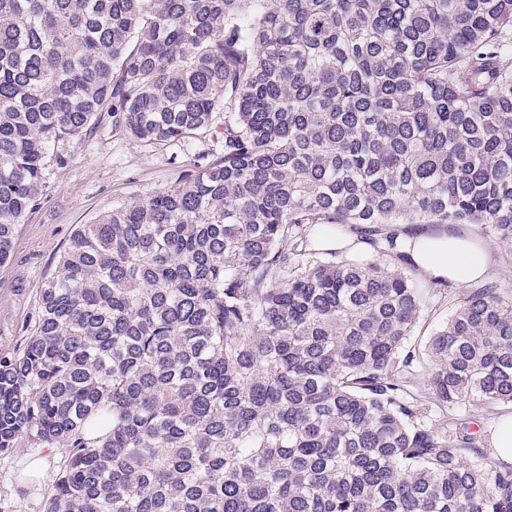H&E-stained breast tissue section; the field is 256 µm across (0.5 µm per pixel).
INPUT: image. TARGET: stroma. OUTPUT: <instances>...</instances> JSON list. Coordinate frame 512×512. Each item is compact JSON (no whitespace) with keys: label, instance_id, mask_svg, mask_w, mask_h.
Segmentation results:
<instances>
[{"label":"stroma","instance_id":"1","mask_svg":"<svg viewBox=\"0 0 512 512\" xmlns=\"http://www.w3.org/2000/svg\"><path fill=\"white\" fill-rule=\"evenodd\" d=\"M64 164L49 163L40 201L18 224L10 259L0 264V354L21 351L39 315V294L57 269L74 231L113 208L175 186L200 156L220 157L223 141L214 130L148 145L114 132L105 112L76 140L61 143ZM427 291L416 336L426 339L454 309L455 287L440 290L419 277ZM67 456L61 445L19 439L0 453V512H45L53 481ZM43 463L41 478L27 475L31 459Z\"/></svg>","mask_w":512,"mask_h":512}]
</instances>
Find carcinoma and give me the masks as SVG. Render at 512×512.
<instances>
[{"mask_svg": "<svg viewBox=\"0 0 512 512\" xmlns=\"http://www.w3.org/2000/svg\"><path fill=\"white\" fill-rule=\"evenodd\" d=\"M102 112L224 153L81 225L0 356V452L68 448L46 512H512L452 413L512 405V293L412 343L400 233L512 249V0H0V264Z\"/></svg>", "mask_w": 512, "mask_h": 512, "instance_id": "cac0c4a2", "label": "carcinoma"}]
</instances>
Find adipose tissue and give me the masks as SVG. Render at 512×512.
Returning <instances> with one entry per match:
<instances>
[{
  "label": "adipose tissue",
  "instance_id": "ef3b65f1",
  "mask_svg": "<svg viewBox=\"0 0 512 512\" xmlns=\"http://www.w3.org/2000/svg\"><path fill=\"white\" fill-rule=\"evenodd\" d=\"M411 255L419 271L438 281L459 286L476 281L488 271L484 245L455 231H426L416 236Z\"/></svg>",
  "mask_w": 512,
  "mask_h": 512
}]
</instances>
